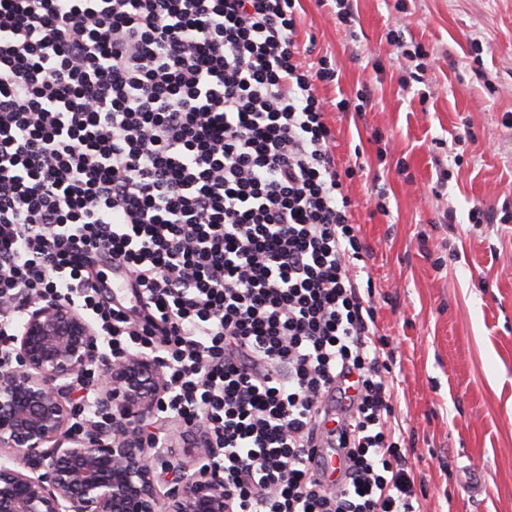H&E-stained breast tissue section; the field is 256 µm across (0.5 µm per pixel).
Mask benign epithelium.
Instances as JSON below:
<instances>
[{
    "mask_svg": "<svg viewBox=\"0 0 512 512\" xmlns=\"http://www.w3.org/2000/svg\"><path fill=\"white\" fill-rule=\"evenodd\" d=\"M79 386L108 425H74ZM165 392L150 356L109 359L80 307L30 301L20 324L0 331V512H226L203 425L184 431L191 470L173 487L157 483L171 457L143 432Z\"/></svg>",
    "mask_w": 512,
    "mask_h": 512,
    "instance_id": "benign-epithelium-1",
    "label": "benign epithelium"
}]
</instances>
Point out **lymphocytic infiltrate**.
Instances as JSON below:
<instances>
[{
    "label": "lymphocytic infiltrate",
    "instance_id": "lymphocytic-infiltrate-1",
    "mask_svg": "<svg viewBox=\"0 0 512 512\" xmlns=\"http://www.w3.org/2000/svg\"><path fill=\"white\" fill-rule=\"evenodd\" d=\"M296 3L0 0V327L59 298L158 358L228 512H421Z\"/></svg>",
    "mask_w": 512,
    "mask_h": 512
}]
</instances>
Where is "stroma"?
I'll use <instances>...</instances> for the list:
<instances>
[{"mask_svg": "<svg viewBox=\"0 0 512 512\" xmlns=\"http://www.w3.org/2000/svg\"><path fill=\"white\" fill-rule=\"evenodd\" d=\"M354 7L351 32L332 6L300 0L299 34L311 59L329 57L339 72L317 94L337 163L356 170L352 221L399 380L401 451L424 512H512V0ZM418 45L421 64L404 56ZM364 86L370 111L336 110ZM475 207L508 220L472 224ZM469 466L483 491L466 484Z\"/></svg>", "mask_w": 512, "mask_h": 512, "instance_id": "obj_1", "label": "stroma"}]
</instances>
